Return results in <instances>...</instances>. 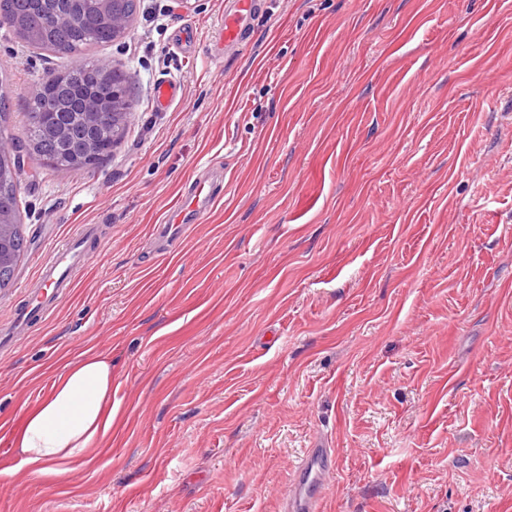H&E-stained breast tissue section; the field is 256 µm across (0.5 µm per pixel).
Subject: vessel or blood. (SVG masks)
Instances as JSON below:
<instances>
[{"mask_svg":"<svg viewBox=\"0 0 512 512\" xmlns=\"http://www.w3.org/2000/svg\"><path fill=\"white\" fill-rule=\"evenodd\" d=\"M255 12V0H232L224 12V27L220 41L225 46L239 44L249 21ZM211 173H203L195 179L184 195L173 223L163 225L162 242L178 239L190 218L211 207L216 200ZM95 236L89 224L79 225L73 234L56 251L43 258L41 280L49 286V293L32 297L31 301L16 313L19 325L27 326L46 320L54 310V301L66 294L76 270L91 258L89 241ZM334 451L326 444L317 443L307 449L304 456L291 467L292 480L282 505L284 512H323V492L334 473Z\"/></svg>","mask_w":512,"mask_h":512,"instance_id":"vessel-or-blood-1","label":"vessel or blood"}]
</instances>
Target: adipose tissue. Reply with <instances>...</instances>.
Listing matches in <instances>:
<instances>
[{"label":"adipose tissue","mask_w":512,"mask_h":512,"mask_svg":"<svg viewBox=\"0 0 512 512\" xmlns=\"http://www.w3.org/2000/svg\"><path fill=\"white\" fill-rule=\"evenodd\" d=\"M112 428V357L87 352L65 365L50 395L11 434L18 468L57 476L89 460Z\"/></svg>","instance_id":"1"}]
</instances>
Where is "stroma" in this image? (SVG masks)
Listing matches in <instances>:
<instances>
[{"mask_svg":"<svg viewBox=\"0 0 512 512\" xmlns=\"http://www.w3.org/2000/svg\"><path fill=\"white\" fill-rule=\"evenodd\" d=\"M224 2L139 0L82 52L137 102L111 156L25 164L0 326L78 225L97 238L0 351V464L83 351L112 355L114 417L93 461L0 473V512H281L317 439L325 512H512V0H260L228 49ZM69 63L0 23L8 134ZM205 170L214 206L157 252Z\"/></svg>","mask_w":512,"mask_h":512,"instance_id":"1","label":"stroma"}]
</instances>
